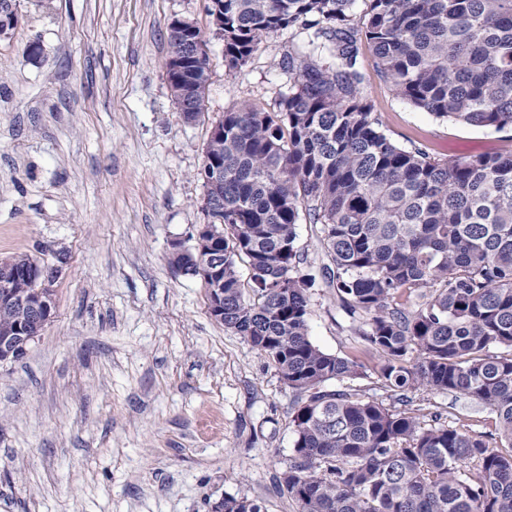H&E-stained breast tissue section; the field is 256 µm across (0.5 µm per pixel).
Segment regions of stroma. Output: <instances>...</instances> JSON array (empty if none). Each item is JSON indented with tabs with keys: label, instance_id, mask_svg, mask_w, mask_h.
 Masks as SVG:
<instances>
[{
	"label": "stroma",
	"instance_id": "stroma-1",
	"mask_svg": "<svg viewBox=\"0 0 512 512\" xmlns=\"http://www.w3.org/2000/svg\"><path fill=\"white\" fill-rule=\"evenodd\" d=\"M0 36V257L59 261L54 309L19 360L0 366V512H213L224 495L297 512L280 480L297 395L242 336L208 312L206 290L169 263L172 242L209 223L197 177L213 125L241 103L275 111L279 62L267 37L236 71L207 0H15ZM195 21L210 81L185 122L166 74L167 30ZM363 95L400 145L457 159L512 138L441 121L395 97L362 45ZM312 275L309 335L365 366L379 360L322 278L313 225L297 228ZM445 425L491 433L481 404L427 391Z\"/></svg>",
	"mask_w": 512,
	"mask_h": 512
}]
</instances>
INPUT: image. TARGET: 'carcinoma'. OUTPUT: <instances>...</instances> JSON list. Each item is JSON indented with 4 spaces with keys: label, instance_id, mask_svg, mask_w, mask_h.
<instances>
[{
    "label": "carcinoma",
    "instance_id": "1",
    "mask_svg": "<svg viewBox=\"0 0 512 512\" xmlns=\"http://www.w3.org/2000/svg\"><path fill=\"white\" fill-rule=\"evenodd\" d=\"M361 11H356L357 2ZM224 62L247 63L264 38L303 39L283 57L278 110L224 113V167L208 211L224 226V327L300 395L281 485L297 512H512V152L455 160L404 147L363 96L361 43L393 94L439 120L512 132V0H212ZM169 26L167 79L193 112L210 80L208 46L183 65ZM328 258L322 274L368 349L390 403L352 386L355 358L309 336L310 279L297 226ZM246 262L242 283L236 260ZM12 292L28 295L25 253ZM27 311L0 304V331ZM421 391L458 393L494 414L498 440L437 423ZM223 512H263L224 496Z\"/></svg>",
    "mask_w": 512,
    "mask_h": 512
}]
</instances>
